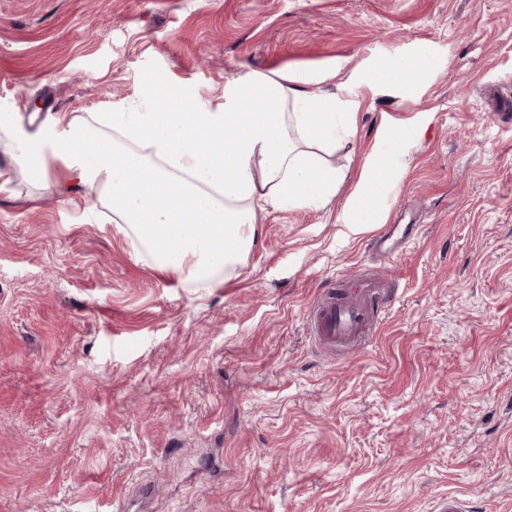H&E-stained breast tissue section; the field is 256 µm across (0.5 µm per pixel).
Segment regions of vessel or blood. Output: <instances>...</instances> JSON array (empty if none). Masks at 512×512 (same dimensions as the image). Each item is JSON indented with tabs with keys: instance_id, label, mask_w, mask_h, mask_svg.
<instances>
[{
	"instance_id": "vessel-or-blood-1",
	"label": "vessel or blood",
	"mask_w": 512,
	"mask_h": 512,
	"mask_svg": "<svg viewBox=\"0 0 512 512\" xmlns=\"http://www.w3.org/2000/svg\"><path fill=\"white\" fill-rule=\"evenodd\" d=\"M409 224L385 225L376 237L378 256L389 257L415 240ZM396 289L376 278L362 277L343 285L340 292L317 298L307 314L313 341L323 349L346 344L376 331L375 309L379 302H392Z\"/></svg>"
}]
</instances>
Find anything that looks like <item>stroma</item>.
I'll use <instances>...</instances> for the list:
<instances>
[{"mask_svg": "<svg viewBox=\"0 0 512 512\" xmlns=\"http://www.w3.org/2000/svg\"><path fill=\"white\" fill-rule=\"evenodd\" d=\"M394 59L415 83L374 84ZM249 73L344 84L357 134L332 202L261 213L206 294L135 254L106 195L43 192L0 148V512H512V0H0L19 137L37 112L218 104ZM377 164L375 222L346 224ZM400 215L418 239L372 259ZM364 275L400 296L319 350L308 308Z\"/></svg>", "mask_w": 512, "mask_h": 512, "instance_id": "obj_1", "label": "stroma"}]
</instances>
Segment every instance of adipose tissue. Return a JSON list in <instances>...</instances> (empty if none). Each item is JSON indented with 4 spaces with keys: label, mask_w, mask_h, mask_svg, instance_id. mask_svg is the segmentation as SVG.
<instances>
[{
    "label": "adipose tissue",
    "mask_w": 512,
    "mask_h": 512,
    "mask_svg": "<svg viewBox=\"0 0 512 512\" xmlns=\"http://www.w3.org/2000/svg\"><path fill=\"white\" fill-rule=\"evenodd\" d=\"M307 82L232 79L219 108L178 100L166 112L107 113L97 129L57 116L11 138V155L48 192L110 196L136 252L178 286L207 290L246 260L260 212L319 208L336 194L344 173L326 155L355 137L359 104Z\"/></svg>",
    "instance_id": "ef3b65f1"
}]
</instances>
